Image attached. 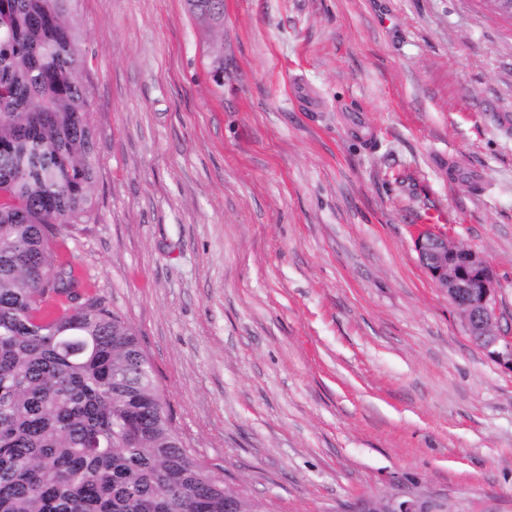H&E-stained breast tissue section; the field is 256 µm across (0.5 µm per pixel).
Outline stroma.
Listing matches in <instances>:
<instances>
[{
    "mask_svg": "<svg viewBox=\"0 0 512 512\" xmlns=\"http://www.w3.org/2000/svg\"><path fill=\"white\" fill-rule=\"evenodd\" d=\"M94 210L71 264L183 445L265 512H512V365L414 247L495 269L512 334V22L482 0H80ZM472 171L473 191L451 164ZM197 25L212 36L211 64L213 78L224 82V0H184Z\"/></svg>",
    "mask_w": 512,
    "mask_h": 512,
    "instance_id": "1",
    "label": "stroma"
}]
</instances>
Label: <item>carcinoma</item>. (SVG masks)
I'll use <instances>...</instances> for the list:
<instances>
[{"label":"carcinoma","instance_id":"obj_1","mask_svg":"<svg viewBox=\"0 0 512 512\" xmlns=\"http://www.w3.org/2000/svg\"><path fill=\"white\" fill-rule=\"evenodd\" d=\"M224 82V0H184ZM79 0H0V512H224L136 334L55 249L96 179Z\"/></svg>","mask_w":512,"mask_h":512}]
</instances>
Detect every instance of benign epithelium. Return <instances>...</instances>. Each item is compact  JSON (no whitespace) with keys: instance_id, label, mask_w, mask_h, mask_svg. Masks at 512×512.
I'll use <instances>...</instances> for the list:
<instances>
[{"instance_id":"7a95c632","label":"benign epithelium","mask_w":512,"mask_h":512,"mask_svg":"<svg viewBox=\"0 0 512 512\" xmlns=\"http://www.w3.org/2000/svg\"><path fill=\"white\" fill-rule=\"evenodd\" d=\"M418 256L435 285L448 295L463 318L468 336L480 347L512 362V341L497 331V276L475 251L448 236L425 229L414 240Z\"/></svg>"}]
</instances>
